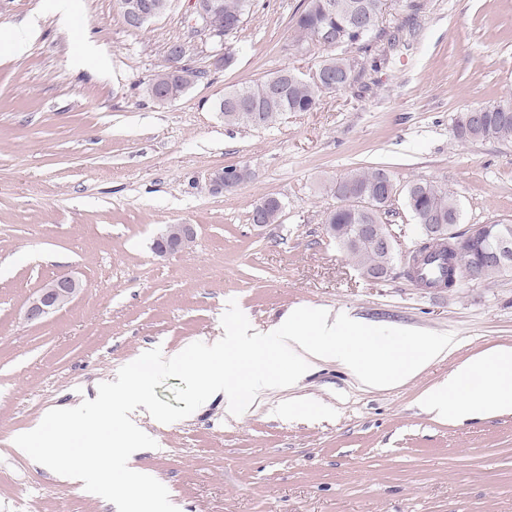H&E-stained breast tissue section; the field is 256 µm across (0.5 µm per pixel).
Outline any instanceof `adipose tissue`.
Instances as JSON below:
<instances>
[{
  "instance_id": "obj_1",
  "label": "adipose tissue",
  "mask_w": 512,
  "mask_h": 512,
  "mask_svg": "<svg viewBox=\"0 0 512 512\" xmlns=\"http://www.w3.org/2000/svg\"><path fill=\"white\" fill-rule=\"evenodd\" d=\"M273 333L293 354L287 371L280 373L269 372L264 366L263 337L239 329L205 346L202 361L206 369L198 386L205 397L223 396L225 416L245 415L269 389L298 383L317 362L342 364L363 385L384 389L413 379L454 348L450 338L429 337L378 356L373 352L372 336L349 335L339 320L321 311H298L274 326ZM243 351L249 352L253 362L245 398L233 385L230 371L222 366L231 354ZM484 373L489 379L482 388L469 397H457L460 377ZM421 400L437 417L452 422L512 412V347H492L461 362L447 379L425 391Z\"/></svg>"
}]
</instances>
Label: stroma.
Here are the masks:
<instances>
[{"label": "stroma", "instance_id": "obj_1", "mask_svg": "<svg viewBox=\"0 0 512 512\" xmlns=\"http://www.w3.org/2000/svg\"><path fill=\"white\" fill-rule=\"evenodd\" d=\"M302 0H254L230 40V67L189 22V0L129 28L118 0H0V512H117L116 506L10 451L12 436L55 408L96 399L98 386L143 352L258 331L293 308L327 309L385 344L448 336L458 348L385 390L319 363L294 388L270 391L246 416L224 398L190 416L135 417L156 441L134 467L164 484L179 512H512V413L442 421L420 395L460 362L512 346V275L420 288L395 266L363 277L325 233L328 186L381 166L397 185L454 193L461 224L512 220V142H459V113L512 95V0H388L383 28L413 18L400 44L380 39L378 67L316 109L271 127L225 124L230 86L282 68L306 73L325 51L293 42ZM36 19L21 57L12 25ZM204 76L161 104L144 86L170 43ZM249 166L253 180L213 194L212 170ZM278 197L277 223L250 211ZM168 224H191L194 247L152 250ZM83 285L42 322L24 318L46 281Z\"/></svg>", "mask_w": 512, "mask_h": 512}]
</instances>
